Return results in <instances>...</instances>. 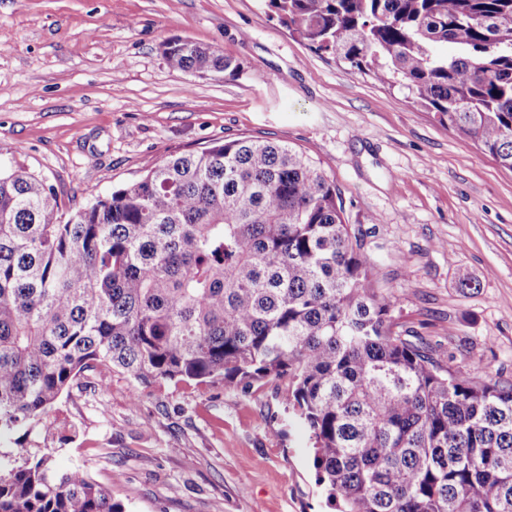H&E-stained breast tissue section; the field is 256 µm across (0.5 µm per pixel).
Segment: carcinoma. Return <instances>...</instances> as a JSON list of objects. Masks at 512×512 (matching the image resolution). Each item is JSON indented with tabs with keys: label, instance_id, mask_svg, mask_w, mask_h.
Returning a JSON list of instances; mask_svg holds the SVG:
<instances>
[{
	"label": "carcinoma",
	"instance_id": "obj_1",
	"mask_svg": "<svg viewBox=\"0 0 512 512\" xmlns=\"http://www.w3.org/2000/svg\"><path fill=\"white\" fill-rule=\"evenodd\" d=\"M266 2L293 37L512 170V0ZM163 54L183 72L239 71L191 42ZM58 213L54 186L0 167V435L48 431L47 410L95 364L140 384L286 376L338 512H512V384L403 336L306 152L215 141ZM0 512L126 510L85 469L13 448Z\"/></svg>",
	"mask_w": 512,
	"mask_h": 512
}]
</instances>
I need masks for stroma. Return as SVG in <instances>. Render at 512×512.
<instances>
[{"label": "stroma", "mask_w": 512, "mask_h": 512, "mask_svg": "<svg viewBox=\"0 0 512 512\" xmlns=\"http://www.w3.org/2000/svg\"><path fill=\"white\" fill-rule=\"evenodd\" d=\"M170 40L240 70L171 69ZM242 136L288 143L333 177L404 330L462 372L512 382V171L474 141L309 49L264 0H0V165L45 177L61 212ZM83 378L50 408L53 432L28 441L126 512H335L287 380Z\"/></svg>", "instance_id": "1"}]
</instances>
